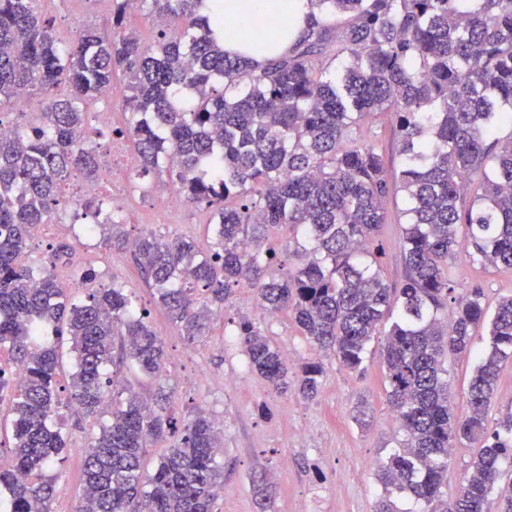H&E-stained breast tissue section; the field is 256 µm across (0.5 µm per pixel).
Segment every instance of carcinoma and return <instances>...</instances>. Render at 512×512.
<instances>
[{
    "mask_svg": "<svg viewBox=\"0 0 512 512\" xmlns=\"http://www.w3.org/2000/svg\"><path fill=\"white\" fill-rule=\"evenodd\" d=\"M38 0H0V110L38 95L45 107L0 137V347L27 372L14 387L0 369V392L14 391L10 464L0 488L13 512H51L66 451L51 424L58 404L59 349L68 337L75 368L68 387L76 412L110 422L82 448L84 496L78 512H215L224 488V431L205 410L175 416L171 395L154 401L131 385L115 391L105 368L121 355L145 376L162 372L163 343L124 288H92L75 303L43 267L20 262L30 229L52 223L73 175L98 178L99 151L85 144L86 108L121 74L136 179L164 173L183 200L210 211L211 242L153 233L134 255L188 345L208 335L215 313L247 285L270 313H288L301 336L346 369L364 370L379 350L387 400L401 438L377 466L384 489L375 512H512V416L496 429L486 408L501 364L512 358V295L487 315L483 293L457 292L449 261L461 246L472 259L512 270V0H309L304 35L288 52L254 68L224 52L204 0H153L163 18L145 43L127 29L138 0H111L112 37L85 27L65 45ZM346 29L333 36L331 21ZM391 117L399 169L364 140V120ZM401 192L406 277L395 288L379 262L388 197ZM293 234L292 262L262 249L281 228ZM486 329L469 386L468 410L454 412L444 358L468 356ZM242 351L271 389L306 398L322 365L308 361L290 381L280 348L239 322ZM179 433L145 467L147 448ZM477 443L469 475L448 494L453 448Z\"/></svg>",
    "mask_w": 512,
    "mask_h": 512,
    "instance_id": "obj_1",
    "label": "carcinoma"
}]
</instances>
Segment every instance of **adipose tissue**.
<instances>
[{"label": "adipose tissue", "mask_w": 512, "mask_h": 512, "mask_svg": "<svg viewBox=\"0 0 512 512\" xmlns=\"http://www.w3.org/2000/svg\"><path fill=\"white\" fill-rule=\"evenodd\" d=\"M203 14L223 17L224 49L232 54H242L255 66L263 67L271 55L283 54L301 35L310 12L309 0H287L281 6L271 0H205ZM261 33L263 40L274 41L272 52L247 50L254 33Z\"/></svg>", "instance_id": "obj_1"}]
</instances>
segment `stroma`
Wrapping results in <instances>:
<instances>
[{"mask_svg":"<svg viewBox=\"0 0 512 512\" xmlns=\"http://www.w3.org/2000/svg\"><path fill=\"white\" fill-rule=\"evenodd\" d=\"M39 8L64 42L88 25L105 35L112 32L110 0H41ZM129 206L132 219L124 226L129 238L150 231L160 236L188 235L200 246L208 244L207 211L187 204L173 213H158L136 192ZM403 207L402 194L388 200V222L380 236L384 276L396 287L405 276ZM57 219L58 227L30 236L26 262L39 266L55 258L54 274L72 298L77 295L73 282L79 271L94 268L102 285L119 281L137 310L146 313L164 345L165 386L177 410L203 408L224 427V451L218 456L224 466V494L216 503L217 512H374L382 493L377 464L397 434L389 420L387 385L378 356H371L360 373L346 370L336 359H324L314 400L294 392L277 395L250 369L233 332L239 318L249 319L273 344L289 350L293 365L298 366L314 358L315 351L288 314H268L252 289L238 288L208 335L195 346H185L130 252L112 249L100 233L78 240L79 230L69 226L67 211H59ZM450 271L460 292L480 289L487 306L512 294V270L473 262L466 250H458ZM68 382V373H61L54 421L67 450L53 469L57 476L53 512H76L83 493L80 450L102 424L101 419L85 418L71 409ZM360 400L370 406L371 419L365 427L352 418ZM264 475L270 477L272 488L262 511L253 485Z\"/></svg>","mask_w":512,"mask_h":512,"instance_id":"obj_1","label":"stroma"}]
</instances>
